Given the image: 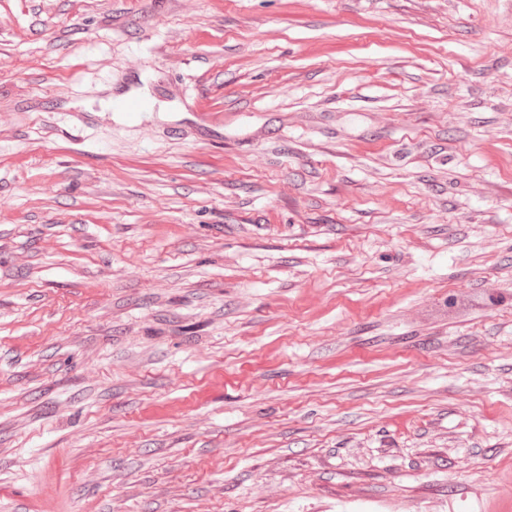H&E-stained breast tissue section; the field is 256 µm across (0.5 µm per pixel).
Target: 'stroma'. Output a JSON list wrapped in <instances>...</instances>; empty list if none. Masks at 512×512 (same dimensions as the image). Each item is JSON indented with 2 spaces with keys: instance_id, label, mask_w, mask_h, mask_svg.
Here are the masks:
<instances>
[{
  "instance_id": "stroma-1",
  "label": "stroma",
  "mask_w": 512,
  "mask_h": 512,
  "mask_svg": "<svg viewBox=\"0 0 512 512\" xmlns=\"http://www.w3.org/2000/svg\"><path fill=\"white\" fill-rule=\"evenodd\" d=\"M0 512H512V0H0Z\"/></svg>"
}]
</instances>
